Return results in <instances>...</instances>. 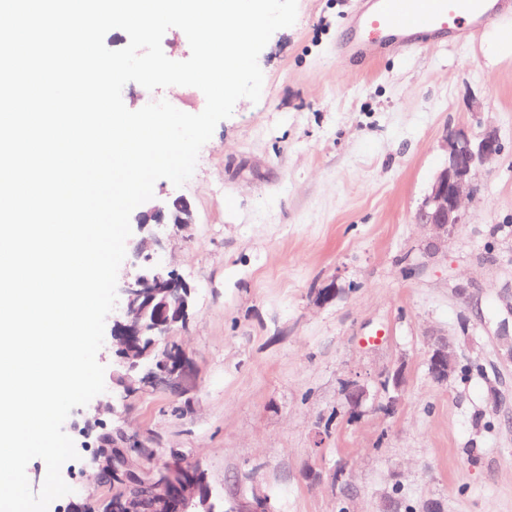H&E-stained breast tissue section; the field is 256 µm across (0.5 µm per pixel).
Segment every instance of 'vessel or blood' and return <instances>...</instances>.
Listing matches in <instances>:
<instances>
[{"label": "vessel or blood", "mask_w": 512, "mask_h": 512, "mask_svg": "<svg viewBox=\"0 0 512 512\" xmlns=\"http://www.w3.org/2000/svg\"><path fill=\"white\" fill-rule=\"evenodd\" d=\"M353 35L338 55L374 59L390 51L410 52L435 36L465 42L486 21L511 8L507 0H354Z\"/></svg>", "instance_id": "1"}]
</instances>
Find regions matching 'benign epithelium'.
<instances>
[{
  "mask_svg": "<svg viewBox=\"0 0 512 512\" xmlns=\"http://www.w3.org/2000/svg\"><path fill=\"white\" fill-rule=\"evenodd\" d=\"M445 165L435 175L430 189L414 212V221L429 227L430 235L424 246L426 255L434 254L438 245L448 241L465 223L461 207L464 193L475 188L479 169L493 162L502 152L499 136L492 130L478 134L458 130L446 135ZM194 223L191 203L182 196L167 197L139 216L138 224L146 227L172 224L186 226ZM162 239L152 234L143 238L135 248L136 260L129 263L120 288L122 308L112 320V338L118 344V362L129 372V385H165L171 389L182 385L186 376V360L179 351L168 356L152 357L144 347H158L167 342L176 330L187 324L192 308V288L175 270L164 266L160 252ZM427 361L429 374L443 384L456 372L457 354L448 343V335L432 331L427 334ZM392 383L399 392L404 382L403 366L379 375L378 383ZM343 393L351 410L358 411L372 395L371 385L365 380H351L344 384ZM132 493L108 499L106 512H168L166 504L175 502L179 508L197 500L207 505L204 487L191 475L174 470L160 483L145 482L130 476Z\"/></svg>",
  "mask_w": 512,
  "mask_h": 512,
  "instance_id": "benign-epithelium-1",
  "label": "benign epithelium"
}]
</instances>
